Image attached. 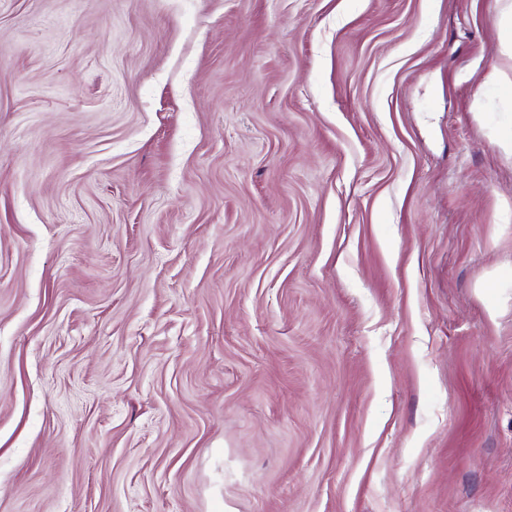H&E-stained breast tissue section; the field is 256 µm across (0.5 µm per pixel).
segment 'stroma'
<instances>
[{"label": "stroma", "mask_w": 512, "mask_h": 512, "mask_svg": "<svg viewBox=\"0 0 512 512\" xmlns=\"http://www.w3.org/2000/svg\"><path fill=\"white\" fill-rule=\"evenodd\" d=\"M503 0H0V512H512Z\"/></svg>", "instance_id": "35a3bbf8"}]
</instances>
